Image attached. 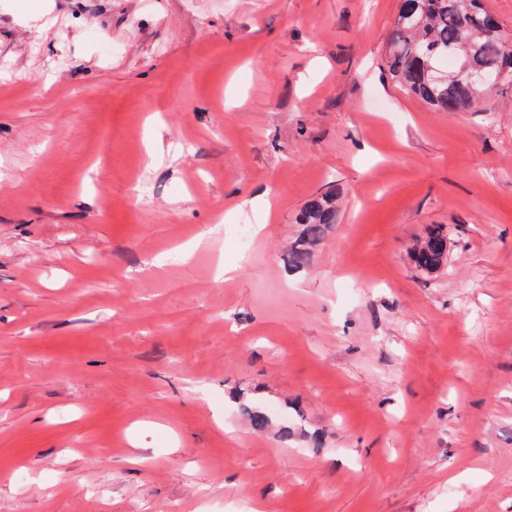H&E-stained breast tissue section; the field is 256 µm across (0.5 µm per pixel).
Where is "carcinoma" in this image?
<instances>
[{
	"instance_id": "obj_1",
	"label": "carcinoma",
	"mask_w": 512,
	"mask_h": 512,
	"mask_svg": "<svg viewBox=\"0 0 512 512\" xmlns=\"http://www.w3.org/2000/svg\"><path fill=\"white\" fill-rule=\"evenodd\" d=\"M496 24L484 0H402L389 38L386 68L401 91L437 112L475 107L494 86L512 82V38L491 34ZM470 64L489 71L490 84L469 85L459 73ZM336 193L309 199L301 209L300 237L289 264L306 267L311 247L338 223ZM448 236L437 228L427 233L413 253L415 266L433 272L442 266Z\"/></svg>"
}]
</instances>
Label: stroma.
<instances>
[{"label":"stroma","instance_id":"1","mask_svg":"<svg viewBox=\"0 0 512 512\" xmlns=\"http://www.w3.org/2000/svg\"><path fill=\"white\" fill-rule=\"evenodd\" d=\"M401 3L0 0V512H512V87L405 95ZM335 197V192L314 196L301 209L298 224L302 225V231L289 256V264L293 269H303L309 264L312 245L338 223L339 212ZM448 251V236L440 228L431 230L413 253L415 266L421 271L433 272L442 266Z\"/></svg>","mask_w":512,"mask_h":512}]
</instances>
